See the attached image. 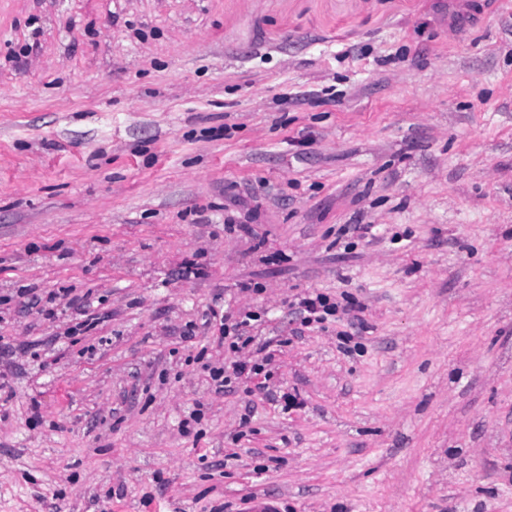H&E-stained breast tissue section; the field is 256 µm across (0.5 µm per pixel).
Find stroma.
Masks as SVG:
<instances>
[{
	"mask_svg": "<svg viewBox=\"0 0 512 512\" xmlns=\"http://www.w3.org/2000/svg\"><path fill=\"white\" fill-rule=\"evenodd\" d=\"M0 340V512H512V0H0ZM291 306H297L295 313L302 316V323L305 325L323 323L328 316H336L340 308L339 303L332 301L330 296L315 291L299 295ZM237 316H238V318L235 321V323L232 324L231 326H228L225 324V322L228 320V316H223V315L220 316L218 311L215 309H211V311H210L211 319H213V320H217V318L220 319L221 336H217V338H216L220 345H223V344L225 345V339L230 336V331L231 330L233 331L234 335L231 336V338L233 340L230 341L228 344V348L232 352L239 351L241 348L246 347L250 343L253 342L254 336H246L244 338V336H242L243 334L239 333V331H240V328L249 326L250 321L258 320L257 319L258 315L254 311L247 310V309H240L237 313ZM223 321H224V323H223ZM240 341H241V343H239Z\"/></svg>",
	"mask_w": 512,
	"mask_h": 512,
	"instance_id": "stroma-1",
	"label": "stroma"
}]
</instances>
